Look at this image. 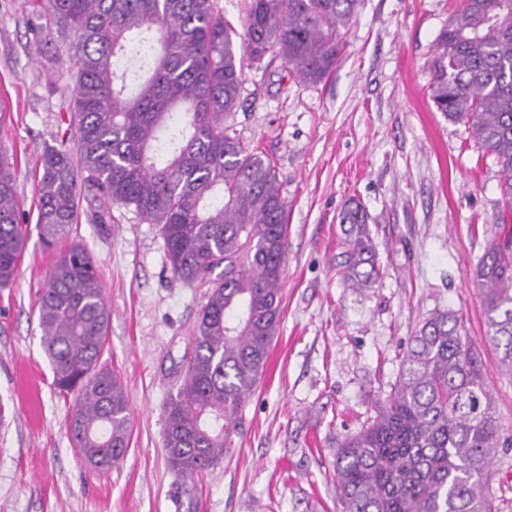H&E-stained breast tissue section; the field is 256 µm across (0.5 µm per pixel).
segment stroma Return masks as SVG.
Returning <instances> with one entry per match:
<instances>
[{"mask_svg":"<svg viewBox=\"0 0 512 512\" xmlns=\"http://www.w3.org/2000/svg\"><path fill=\"white\" fill-rule=\"evenodd\" d=\"M38 13L32 0H0V147L18 159L28 230L18 278L0 290V512H342L336 447L373 416L438 309L458 313L472 338L504 442L484 480L492 512H512V368L485 338L473 275L502 233L504 177L430 97L448 0H363L318 83L271 55L245 62L232 123L273 161L288 201L283 313L238 433L195 479L167 461L162 406L193 352L204 291L174 277L157 226L131 210L96 224L83 198L71 234L112 310L101 360L123 384L131 430L119 466L85 463L70 432L75 397L53 384L36 301L56 254L40 238L33 172L45 145L71 136L69 40L35 37ZM354 200L378 254L370 288L336 273L339 216Z\"/></svg>","mask_w":512,"mask_h":512,"instance_id":"1","label":"stroma"}]
</instances>
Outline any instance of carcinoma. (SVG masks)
<instances>
[{"instance_id": "obj_1", "label": "carcinoma", "mask_w": 512, "mask_h": 512, "mask_svg": "<svg viewBox=\"0 0 512 512\" xmlns=\"http://www.w3.org/2000/svg\"><path fill=\"white\" fill-rule=\"evenodd\" d=\"M362 0H249L243 33L218 0H46L37 30L69 34L74 146L47 147L37 174L46 248L58 251L37 300L55 387L76 397L71 432L95 469L118 464L130 441L128 401L100 362L111 311L90 253L58 246L112 206L158 226L174 276L206 289L195 349L163 404L169 463L194 477L224 457L254 396L280 326L288 203L271 160L228 124L243 60L280 57L316 83L336 68ZM436 109L493 156L512 205V0H458L435 42ZM16 166L0 148V288L17 280L26 240ZM366 208L339 223L349 248L344 281L379 277ZM219 275H214L216 269ZM485 287L486 339L512 367V232L474 268ZM501 447L495 407L473 342L455 312L437 310L400 361L399 379L371 423L336 449L344 512H487L483 471Z\"/></svg>"}]
</instances>
